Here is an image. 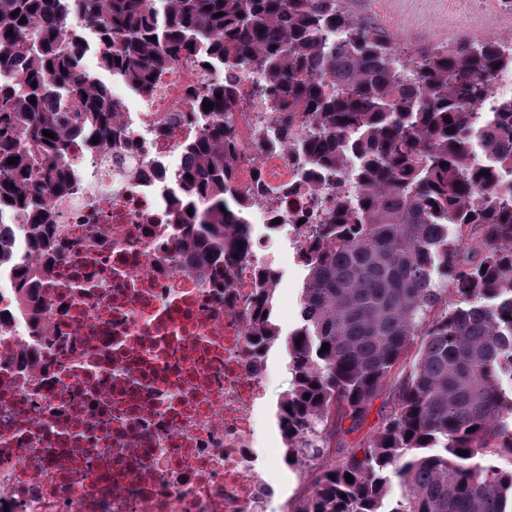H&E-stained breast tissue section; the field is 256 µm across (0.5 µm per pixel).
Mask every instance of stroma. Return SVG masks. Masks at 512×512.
I'll use <instances>...</instances> for the list:
<instances>
[{"label":"stroma","mask_w":512,"mask_h":512,"mask_svg":"<svg viewBox=\"0 0 512 512\" xmlns=\"http://www.w3.org/2000/svg\"><path fill=\"white\" fill-rule=\"evenodd\" d=\"M354 20L385 32L409 56L427 48L452 45L460 35L476 40H512V10L499 0H342ZM304 268H282L275 292L277 323L289 334L300 322Z\"/></svg>","instance_id":"obj_1"}]
</instances>
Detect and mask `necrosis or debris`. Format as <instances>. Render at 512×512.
<instances>
[{"label":"necrosis or debris","instance_id":"necrosis-or-debris-1","mask_svg":"<svg viewBox=\"0 0 512 512\" xmlns=\"http://www.w3.org/2000/svg\"><path fill=\"white\" fill-rule=\"evenodd\" d=\"M182 62L153 92L124 80L111 149L76 146L56 198L64 250L31 296L11 256L28 233L0 214V508L7 512H295L310 479L276 491L263 416L269 350L250 344L259 269L273 244L298 249L297 216L323 223L353 170L299 187L304 157L285 151L264 76L235 75L239 135L234 184L248 209V248L223 266L198 265L170 221L184 195L183 149L202 125L185 92L215 80Z\"/></svg>","mask_w":512,"mask_h":512}]
</instances>
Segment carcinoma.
<instances>
[{"label":"carcinoma","mask_w":512,"mask_h":512,"mask_svg":"<svg viewBox=\"0 0 512 512\" xmlns=\"http://www.w3.org/2000/svg\"><path fill=\"white\" fill-rule=\"evenodd\" d=\"M151 2L0 0V67L13 72L0 84V210L30 239L13 259L17 288L61 251L51 200L68 190L72 143L92 136L106 150L118 136L120 106L79 74L83 55L99 49L104 70L145 94L185 60L259 69L284 149L299 140L313 168L342 171L347 143L360 161L350 201L309 225L298 256L301 324L285 339L292 384L276 413L284 463L300 448L317 456L330 428L358 430L385 399L375 434L336 446L297 512H512V466L500 463L512 461V97L492 85L512 48L461 37L409 61L340 0ZM71 7L95 41L63 28ZM57 95L72 111L49 105ZM190 99L206 125L172 223L197 228L185 248L220 260L244 247L246 208L228 202L235 96L220 81ZM277 282L259 287L251 325L271 347Z\"/></svg>","instance_id":"carcinoma-1"}]
</instances>
